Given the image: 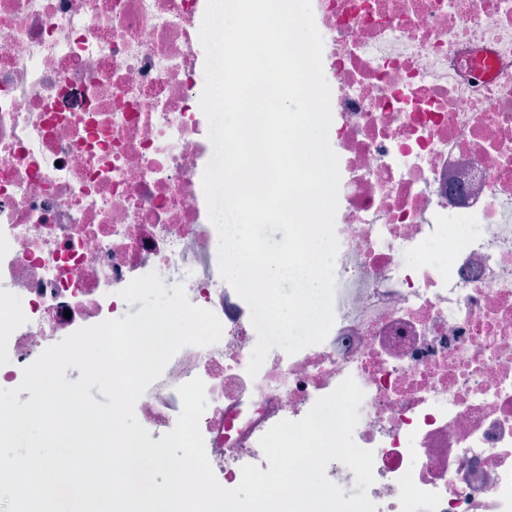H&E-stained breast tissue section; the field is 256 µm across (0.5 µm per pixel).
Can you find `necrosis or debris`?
Returning <instances> with one entry per match:
<instances>
[{"mask_svg":"<svg viewBox=\"0 0 512 512\" xmlns=\"http://www.w3.org/2000/svg\"><path fill=\"white\" fill-rule=\"evenodd\" d=\"M207 0H0V387L157 272L214 311L139 398L201 378L217 481L346 377L376 512H512V0H314L339 159L335 322L257 376L202 186Z\"/></svg>","mask_w":512,"mask_h":512,"instance_id":"necrosis-or-debris-1","label":"necrosis or debris"}]
</instances>
